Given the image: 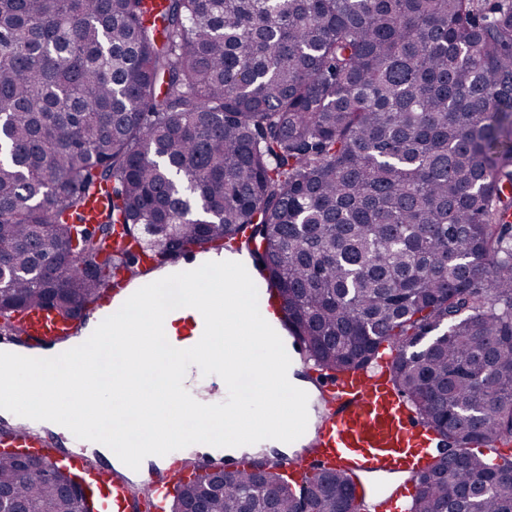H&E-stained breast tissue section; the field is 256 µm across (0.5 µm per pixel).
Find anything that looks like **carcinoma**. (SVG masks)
I'll list each match as a JSON object with an SVG mask.
<instances>
[{
	"instance_id": "1",
	"label": "carcinoma",
	"mask_w": 512,
	"mask_h": 512,
	"mask_svg": "<svg viewBox=\"0 0 512 512\" xmlns=\"http://www.w3.org/2000/svg\"><path fill=\"white\" fill-rule=\"evenodd\" d=\"M99 235H80L93 190ZM246 246L322 370L390 380L465 449L407 512H512V0H0V331L75 316L130 252ZM0 452V512H80ZM339 470L174 488L205 512H338ZM109 207L110 201L106 189H99L94 193L93 197H90L86 203L85 224L97 226V224L101 221L99 216H101V213L108 211Z\"/></svg>"
}]
</instances>
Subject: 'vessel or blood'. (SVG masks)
Listing matches in <instances>:
<instances>
[{
	"mask_svg": "<svg viewBox=\"0 0 512 512\" xmlns=\"http://www.w3.org/2000/svg\"><path fill=\"white\" fill-rule=\"evenodd\" d=\"M109 207L106 190L96 191L85 206L87 224L97 225L101 213ZM245 267L257 286L261 315L281 337L294 377L304 381L308 389V427L315 436L306 453L281 456L285 474L300 484L333 465L350 477L357 512H363L372 500L389 512H400L415 474L440 455L438 436L393 389L388 360L379 359L373 370L350 374L313 368L300 336L288 323L277 290L264 279L253 257H246ZM136 277V272L116 270L108 285L99 290L93 310L114 314L132 295ZM13 320L22 326L23 332L18 336H1L0 352L35 358L67 351L76 327L83 324L82 319L63 317L46 308L14 313ZM0 446L28 448L56 458L59 463L83 472L90 484H105L110 494L101 503L102 512H163L172 483L190 478L200 469L223 467L245 471L254 459L247 452L201 458L176 453L153 477L142 482L133 495L128 489L130 468L117 469L92 462L90 454L76 446L58 448L45 437L37 421L19 418L9 433L0 437Z\"/></svg>",
	"mask_w": 512,
	"mask_h": 512,
	"instance_id": "vessel-or-blood-1",
	"label": "vessel or blood"
}]
</instances>
